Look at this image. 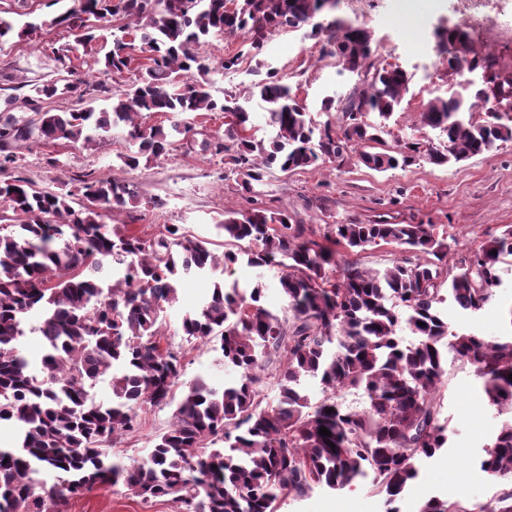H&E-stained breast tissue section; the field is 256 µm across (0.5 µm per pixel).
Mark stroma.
I'll list each match as a JSON object with an SVG mask.
<instances>
[{"label":"stroma","instance_id":"35a3bbf8","mask_svg":"<svg viewBox=\"0 0 512 512\" xmlns=\"http://www.w3.org/2000/svg\"><path fill=\"white\" fill-rule=\"evenodd\" d=\"M71 5L72 0H0V15L21 25L32 19H51ZM390 5L391 0H364L357 7L351 0H340L335 15L370 33L378 63L400 66L411 77L409 91L382 135L393 148L411 135L429 99L448 96L452 88L461 84L481 82L484 71L479 68L451 75L441 64L432 32L448 18L444 13H411L392 19L388 16ZM310 31L306 25L274 34L255 56L241 55L243 37L239 34L219 35L205 44L206 53L216 63L240 55L236 67L216 73L214 94L235 96L237 103L251 113L257 137L268 140L273 132L264 123V102L251 94L250 87L270 72L292 87L317 124L337 120V112H323L322 101L345 95L356 77L341 71L335 59L322 55L321 45ZM73 41L70 29L58 25L45 30L36 41L12 37L0 42V112L6 110L18 120H30L33 113L22 107L21 98L30 95L32 88L66 79L67 73L53 51ZM223 127V113L209 114L194 126L193 152H180L165 159L144 158L132 170L122 167L119 157L125 153L126 143L113 132L104 134L88 150L63 141L34 144L18 150L10 174L29 180L39 190L71 194L77 202L83 193L81 174L120 175L137 187L139 203L124 211H112L105 216V223L127 225L145 238L158 234L164 225L178 224L218 244L222 238L214 225L216 218L224 211H244L249 207L239 176L231 172L223 156L213 155L201 146L204 139ZM54 156L67 160V167L52 166L50 159ZM257 190L269 207L288 211L295 222L313 225L320 233L327 225L349 220L437 224L456 235V251L462 255L487 235L512 225V142L445 166L419 159L385 172L360 164H319L289 173L274 169ZM156 198L162 200V207L153 206ZM501 276L502 287L474 317L462 315L452 303L441 304L440 313L450 329L487 336L512 333V319L506 314L507 308L512 307V256L505 257ZM278 277V270L254 268L241 258L227 270L182 280L178 300L167 308L165 319L168 341L182 352L184 380L199 376L221 387L234 384L239 378L237 370L220 362L215 343L186 341L180 332L184 314L199 307L215 283L235 281L243 287L262 283L265 307L281 312ZM438 400L441 417L448 423L449 444L421 463L418 478L394 504L399 512H418L421 504L433 496L463 500L471 512H476L497 490L481 471L479 460L504 419L487 410L473 366L449 359ZM172 414L169 407L140 410L139 430L114 440L113 455L127 463L147 457L157 436L168 428ZM388 507L385 495L365 479L342 490L318 489L305 498H286L280 502L278 512H387ZM67 512H176V508L167 497L146 501L124 486L98 484L70 499Z\"/></svg>","mask_w":512,"mask_h":512}]
</instances>
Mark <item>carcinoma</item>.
<instances>
[{"mask_svg":"<svg viewBox=\"0 0 512 512\" xmlns=\"http://www.w3.org/2000/svg\"><path fill=\"white\" fill-rule=\"evenodd\" d=\"M77 2L49 21L19 29L0 17V40H31L45 27L66 24L75 45L61 49L56 60L74 74L75 61L95 50L90 18L123 13L133 20L131 39L113 40L96 80L37 87L24 97L36 119L21 122L0 113V173L32 139L87 149L118 127L133 147L123 162L134 169L142 155H174L194 129L188 117L208 112L231 117L224 134L206 147L224 155L248 193L273 166L288 173L320 160H355L382 172L422 152L440 166L512 141V117L498 112L500 102L512 101V80L504 84L492 76L482 87L463 85L429 100L419 113L417 130L439 132L445 145L425 136L375 150L384 125L368 117L390 118L410 77L398 66L377 64L371 34L336 17L311 29V36L324 37L322 53L359 80L344 99L323 103L324 111L339 112L338 124H315L291 88L271 76L255 88L275 137L269 143L256 138L246 109L213 96V70L200 44L239 32L249 50L260 52L273 32L321 13L324 0H243L233 11L227 0ZM338 28L346 30L342 41ZM434 36L448 72L493 68L492 59L471 56L457 27L443 23ZM125 71L135 80L112 91V75ZM59 92L85 106L40 109V96ZM477 107L485 112L481 121L473 119ZM144 112L160 113L168 124H149L141 120ZM81 182L84 202L76 209L68 193L39 191L20 177L0 180V206L12 213V223L0 226V421L19 424L18 446L0 448V512H65L69 498L120 482L144 500L170 498L179 512H275L282 497L343 489L369 477L392 504L419 475L420 461L448 447L436 394L450 353L474 367L489 409L512 414V334L452 331L439 311L449 298L471 316L492 299L503 284L500 264L512 255L511 226L450 267L454 236L435 224L350 221L328 225L320 237L257 199L248 211L224 212L215 224L224 243L246 242L250 266L281 270L284 313L263 305L259 284L248 291L215 285L198 310L184 315L181 332L189 341H215L223 364L240 377L222 389L195 378L177 400L181 360L171 344L161 345L163 313L177 302L184 276L227 268L238 255L217 257L212 241L177 224L149 239L103 224L102 211L135 202L136 187L113 175L86 173ZM329 241L348 254L391 245L417 260L371 270L336 259ZM32 318L47 345L38 367L21 345ZM402 332L415 341L403 343ZM105 376L112 400L97 403L88 387ZM303 376L319 379L320 401L295 388ZM270 382L280 390L274 405L260 398V387ZM351 390L364 397L362 408L340 401L341 392ZM147 405L175 406L172 424L148 459L127 465L109 456L102 444L135 431ZM323 427L330 435L320 433ZM219 442L224 447H216ZM480 468L498 485L495 512H512V420L485 446ZM43 471L56 473V482L47 485ZM419 512L469 510L434 498Z\"/></svg>","mask_w":512,"mask_h":512,"instance_id":"1","label":"carcinoma"}]
</instances>
